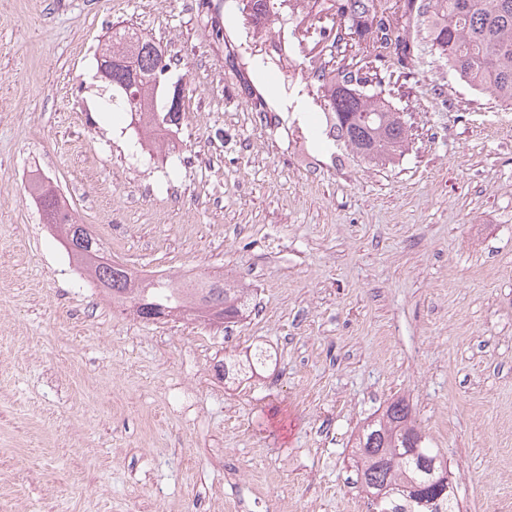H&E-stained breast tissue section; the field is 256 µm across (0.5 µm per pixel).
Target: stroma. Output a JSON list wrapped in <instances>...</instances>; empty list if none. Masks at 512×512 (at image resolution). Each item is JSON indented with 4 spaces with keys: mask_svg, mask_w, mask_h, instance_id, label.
I'll return each mask as SVG.
<instances>
[{
    "mask_svg": "<svg viewBox=\"0 0 512 512\" xmlns=\"http://www.w3.org/2000/svg\"><path fill=\"white\" fill-rule=\"evenodd\" d=\"M201 0H0V512H371L354 435L393 399L465 512H512V105L421 59L386 165L324 134L315 87L243 52ZM130 27L173 57L183 112L147 145L102 111ZM49 182L112 262L251 288L235 323L134 315L32 200ZM273 359L243 383L227 359ZM207 11L203 15L204 26L208 28L211 36H213L218 42L224 43V49L228 51L227 56H231V52H234L236 45L230 38L229 33L225 28L224 16L222 14L220 6L214 5L211 8V4L207 3ZM233 74L237 78V81L245 91L248 92L249 98L251 100L253 109L255 112H259V114L263 113L264 119L268 123V119L270 120V124L272 123V119L268 118V112H277L274 107L266 100V98L260 93L256 88H253V81L251 75L247 69H237L234 68L232 70Z\"/></svg>",
    "mask_w": 512,
    "mask_h": 512,
    "instance_id": "obj_1",
    "label": "stroma"
}]
</instances>
